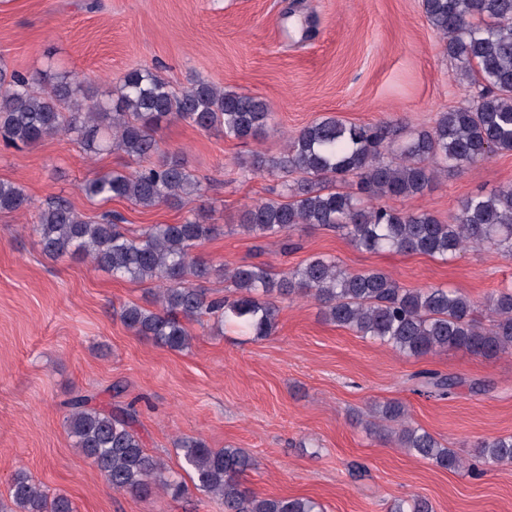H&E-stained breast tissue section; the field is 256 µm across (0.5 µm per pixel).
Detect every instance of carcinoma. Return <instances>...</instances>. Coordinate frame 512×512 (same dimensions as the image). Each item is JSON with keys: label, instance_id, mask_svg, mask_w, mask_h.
I'll return each instance as SVG.
<instances>
[{"label": "carcinoma", "instance_id": "1", "mask_svg": "<svg viewBox=\"0 0 512 512\" xmlns=\"http://www.w3.org/2000/svg\"><path fill=\"white\" fill-rule=\"evenodd\" d=\"M422 8L457 77L483 84L477 99L440 113L431 127L415 132L387 122L355 124L325 116L292 135L278 155L253 154L243 167L281 177L285 199L246 207L240 232L280 238L305 224L335 229L372 253H416L446 262L468 248L489 246L512 259V186L465 198L452 224L426 210L371 204L421 195L441 173L463 172L479 157L512 151V0H422ZM271 116L259 97L205 80L176 91L146 68L127 72L114 91L100 94L86 76L61 74L47 83L42 76L0 66L1 141L34 145L68 138L89 155L117 152L127 158L130 171L98 173L81 185L85 196L99 203L124 199L150 209L202 196V184L182 156L147 163L160 153L156 132L162 122L182 121L247 140L260 137ZM351 175L358 178L357 192L336 188ZM29 205L22 186L0 180V212H21ZM31 228L52 258L79 255L115 279L157 284L156 309L125 304L119 318L134 334L171 350L191 347L186 320L228 319L261 339L277 327L276 300L310 297L326 320L409 357L450 350L485 358L512 354V292L486 299L491 320L485 324L476 318L478 302L460 290L405 288L381 270L349 271L330 255L315 254L279 271L267 263L217 266L191 255L218 231L198 213L180 224H154L128 235L112 213L94 220L58 198L39 211ZM213 276L230 282L228 294L209 297L194 286ZM415 378L440 398L462 385L456 376L431 370ZM95 400L78 393L66 401L67 428L74 447L112 489L139 498L157 491L182 494L183 482L145 449L135 403L106 408ZM372 417L397 425L398 447L443 469L463 467L452 449L407 424L402 402L379 404ZM180 449L196 490L219 497L224 512H319L309 498L251 493L241 478L256 460L241 448L215 449L185 438ZM478 458L468 466L474 475L482 464H512V436L481 442ZM9 499L0 512H76L68 496H48L26 472L12 478ZM391 512H432V506L414 497L395 503Z\"/></svg>", "mask_w": 512, "mask_h": 512}]
</instances>
